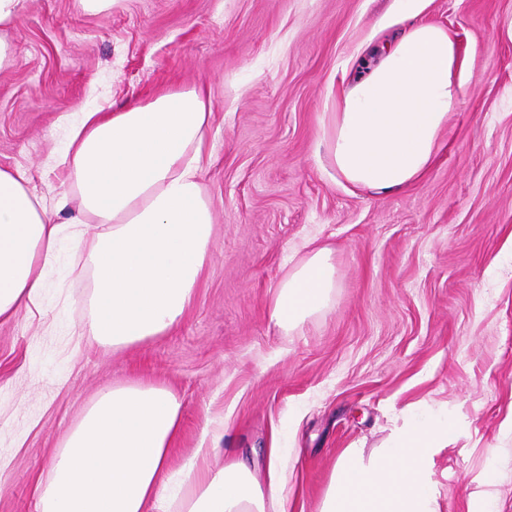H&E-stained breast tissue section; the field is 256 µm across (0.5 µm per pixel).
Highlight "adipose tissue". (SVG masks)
<instances>
[{
	"label": "adipose tissue",
	"mask_w": 512,
	"mask_h": 512,
	"mask_svg": "<svg viewBox=\"0 0 512 512\" xmlns=\"http://www.w3.org/2000/svg\"><path fill=\"white\" fill-rule=\"evenodd\" d=\"M425 2L398 0L403 31L366 48L327 100L318 145L353 186L388 192L418 181L466 98L457 42L421 21ZM211 115L210 99L193 89L84 113L67 147L69 189L52 205L19 173L0 169V318L37 307L67 238L92 275L82 340L108 350L167 333L191 303L213 246L199 180ZM335 288L332 250L312 247L278 282L270 319L295 330ZM180 412L177 396L157 384L99 393L54 460L40 512H269L283 499L274 451L261 464L232 459L216 470L210 449L199 448L168 473ZM447 445V423L420 417L372 452L345 449L320 512H440L429 472Z\"/></svg>",
	"instance_id": "1"
}]
</instances>
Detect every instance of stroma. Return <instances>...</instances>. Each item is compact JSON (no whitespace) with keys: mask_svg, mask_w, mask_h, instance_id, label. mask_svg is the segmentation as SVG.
I'll return each instance as SVG.
<instances>
[{"mask_svg":"<svg viewBox=\"0 0 512 512\" xmlns=\"http://www.w3.org/2000/svg\"><path fill=\"white\" fill-rule=\"evenodd\" d=\"M395 0H26L0 70V167L47 200L81 113L201 88L213 114L201 184L214 246L192 303L162 336L116 350L78 336L90 274L63 248L38 309L0 320V512H39L36 486L94 396L167 386L170 451L259 458L286 448L287 512H319L344 449L373 450L409 411L448 423L434 458L442 512L495 477L512 512V0H429L467 55V97L425 176L375 193L316 145L328 92L360 47L391 36ZM336 256L328 306L285 333L269 305L308 244Z\"/></svg>","mask_w":512,"mask_h":512,"instance_id":"1","label":"stroma"}]
</instances>
